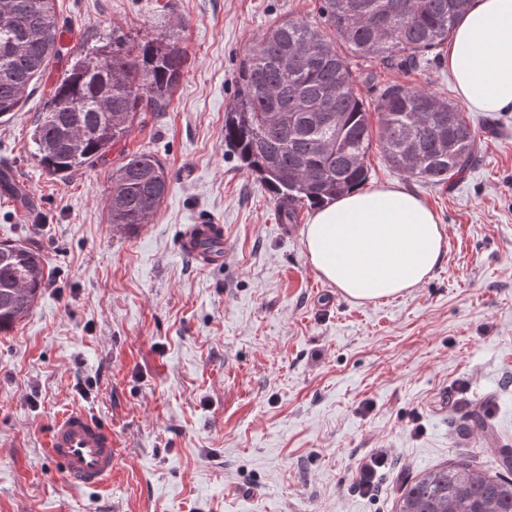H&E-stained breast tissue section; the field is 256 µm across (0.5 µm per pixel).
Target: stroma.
<instances>
[{"mask_svg": "<svg viewBox=\"0 0 512 512\" xmlns=\"http://www.w3.org/2000/svg\"><path fill=\"white\" fill-rule=\"evenodd\" d=\"M319 0H56L65 54L20 111L0 120V166L25 203L0 196V241H37L49 281L0 333V512H393L406 480L461 459L491 467L465 403L490 402L496 445L512 449V112H468L477 161L452 188L368 160V187L400 185L446 235L432 277L358 304L310 265L302 234L228 152L224 111L237 68L275 23L319 18ZM122 27L185 52L166 111L105 162L66 177L35 155L36 120L71 60ZM364 102L385 84L456 101L434 55L412 70L352 58ZM156 155L169 191L150 224L108 222L112 171ZM224 227V263L181 255L201 215ZM82 408L112 428V479L72 487L48 457L56 417ZM388 449L381 489L354 484Z\"/></svg>", "mask_w": 512, "mask_h": 512, "instance_id": "obj_1", "label": "stroma"}]
</instances>
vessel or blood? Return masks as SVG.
Segmentation results:
<instances>
[{
  "label": "vessel or blood",
  "instance_id": "b4317fda",
  "mask_svg": "<svg viewBox=\"0 0 512 512\" xmlns=\"http://www.w3.org/2000/svg\"><path fill=\"white\" fill-rule=\"evenodd\" d=\"M207 219H196L180 241V251L203 266L224 262V238L213 235ZM47 453L76 486L101 488L112 477V430L82 409H71L53 421Z\"/></svg>",
  "mask_w": 512,
  "mask_h": 512
}]
</instances>
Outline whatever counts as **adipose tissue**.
Wrapping results in <instances>:
<instances>
[{
  "instance_id": "adipose-tissue-1",
  "label": "adipose tissue",
  "mask_w": 512,
  "mask_h": 512,
  "mask_svg": "<svg viewBox=\"0 0 512 512\" xmlns=\"http://www.w3.org/2000/svg\"><path fill=\"white\" fill-rule=\"evenodd\" d=\"M459 98L477 112L512 110V0H473L444 61ZM444 229L400 186L355 189L316 207L304 232L314 269L364 302L404 295L440 263Z\"/></svg>"
}]
</instances>
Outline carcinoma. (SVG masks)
<instances>
[{"instance_id":"carcinoma-1","label":"carcinoma","mask_w":512,"mask_h":512,"mask_svg":"<svg viewBox=\"0 0 512 512\" xmlns=\"http://www.w3.org/2000/svg\"><path fill=\"white\" fill-rule=\"evenodd\" d=\"M472 0H321L314 23L281 21L243 59L224 113V142L280 203V219L336 199L369 178L378 147L385 164L408 177L449 184L475 162L478 133L455 104L422 86L391 83L365 108L349 56L381 58L408 70L448 49ZM62 53L53 0H0V117L20 110L51 58ZM184 51L165 36L112 39L75 59L55 82L33 132L36 156L65 176L105 160L145 112H160L181 77ZM167 168L142 152L112 174L108 216L126 231L152 222L169 187ZM47 284L38 248L0 243V333L31 310ZM468 427L494 442L484 406ZM496 471L466 461L407 480L395 512H512V451L494 448Z\"/></svg>"}]
</instances>
